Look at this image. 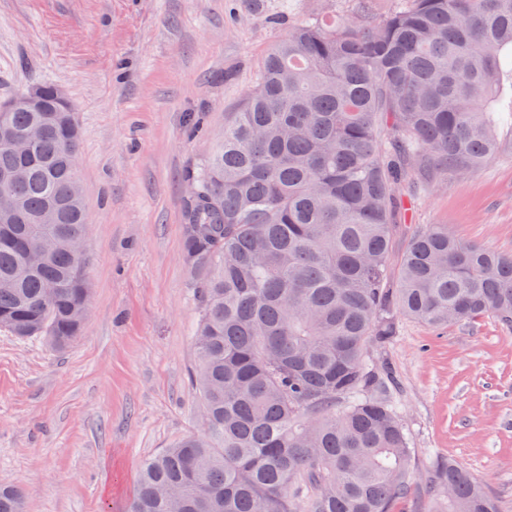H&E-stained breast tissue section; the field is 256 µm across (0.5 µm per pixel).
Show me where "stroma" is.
Masks as SVG:
<instances>
[{
    "instance_id": "stroma-1",
    "label": "stroma",
    "mask_w": 512,
    "mask_h": 512,
    "mask_svg": "<svg viewBox=\"0 0 512 512\" xmlns=\"http://www.w3.org/2000/svg\"><path fill=\"white\" fill-rule=\"evenodd\" d=\"M346 0H0V103L50 83L78 123L91 305L62 352L0 331V484L25 512H129L141 462L201 429L192 383L204 269L183 254L186 174L202 165L295 23ZM512 253V158L417 196ZM397 384L419 512L435 460L466 466L512 512V329L483 316L436 332L401 319L370 354Z\"/></svg>"
}]
</instances>
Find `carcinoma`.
<instances>
[{
	"instance_id": "carcinoma-1",
	"label": "carcinoma",
	"mask_w": 512,
	"mask_h": 512,
	"mask_svg": "<svg viewBox=\"0 0 512 512\" xmlns=\"http://www.w3.org/2000/svg\"><path fill=\"white\" fill-rule=\"evenodd\" d=\"M304 20L266 56L207 161L189 174L184 253L198 289L201 432L146 458L130 512H391L412 449L393 378L368 352L403 316L512 328V254L446 224L405 226L408 199L512 151V0H371ZM0 112V330L66 349L90 288L75 114ZM421 512H500L437 460ZM0 512H25L0 485Z\"/></svg>"
}]
</instances>
